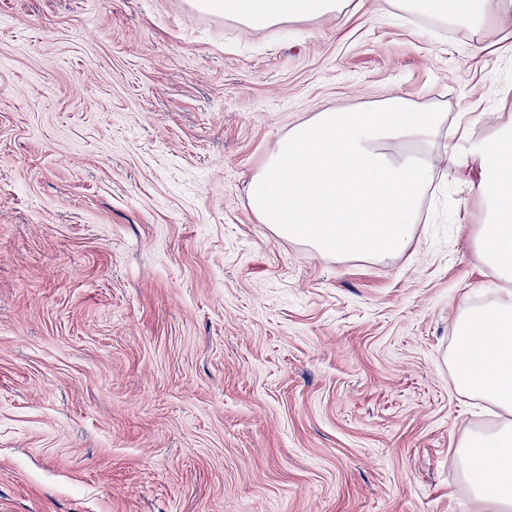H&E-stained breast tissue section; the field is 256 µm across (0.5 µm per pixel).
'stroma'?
Instances as JSON below:
<instances>
[{
    "mask_svg": "<svg viewBox=\"0 0 512 512\" xmlns=\"http://www.w3.org/2000/svg\"><path fill=\"white\" fill-rule=\"evenodd\" d=\"M393 93L459 161L403 253L256 223L269 146ZM511 119L510 25L0 0V512H474L448 452L493 415L446 357L499 287L467 149Z\"/></svg>",
    "mask_w": 512,
    "mask_h": 512,
    "instance_id": "stroma-1",
    "label": "stroma"
}]
</instances>
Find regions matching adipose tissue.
Here are the masks:
<instances>
[{
	"mask_svg": "<svg viewBox=\"0 0 512 512\" xmlns=\"http://www.w3.org/2000/svg\"><path fill=\"white\" fill-rule=\"evenodd\" d=\"M392 11L480 28L512 19V0H384ZM353 0H192L242 29L332 16L344 22ZM447 113L416 109L396 95L363 112L316 113L279 137L251 182L248 206L277 237L322 256L381 260L414 240L439 169L435 156ZM482 222L472 235L499 295L463 303L447 363L457 393L491 408L486 430L465 429L448 457L468 483L476 512H512V122L475 141ZM493 477H485L483 462Z\"/></svg>",
	"mask_w": 512,
	"mask_h": 512,
	"instance_id": "adipose-tissue-1",
	"label": "adipose tissue"
}]
</instances>
